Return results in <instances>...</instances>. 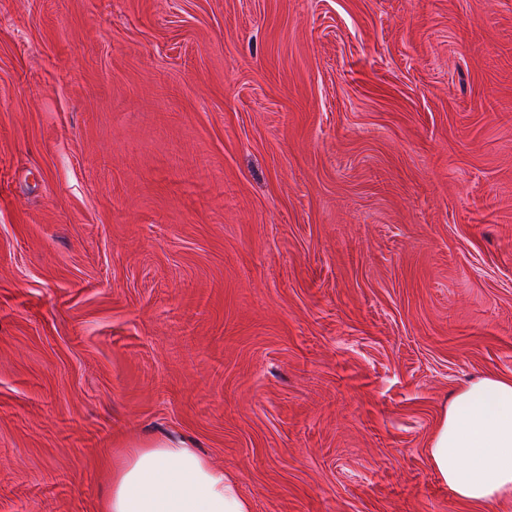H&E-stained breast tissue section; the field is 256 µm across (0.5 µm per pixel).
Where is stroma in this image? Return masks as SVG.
<instances>
[{
	"mask_svg": "<svg viewBox=\"0 0 512 512\" xmlns=\"http://www.w3.org/2000/svg\"><path fill=\"white\" fill-rule=\"evenodd\" d=\"M512 377V0H0V512L174 433L253 512H473ZM427 453L449 492L474 510L512 499V379L488 375L459 386Z\"/></svg>",
	"mask_w": 512,
	"mask_h": 512,
	"instance_id": "1",
	"label": "stroma"
}]
</instances>
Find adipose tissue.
<instances>
[{"instance_id":"adipose-tissue-1","label":"adipose tissue","mask_w":512,"mask_h":512,"mask_svg":"<svg viewBox=\"0 0 512 512\" xmlns=\"http://www.w3.org/2000/svg\"><path fill=\"white\" fill-rule=\"evenodd\" d=\"M427 453L449 492L475 512L512 499V379L488 375L459 386ZM108 483L101 512H252L236 478L181 436L126 443Z\"/></svg>"}]
</instances>
